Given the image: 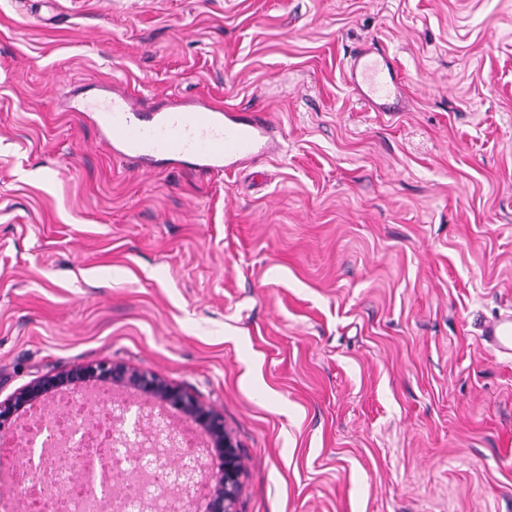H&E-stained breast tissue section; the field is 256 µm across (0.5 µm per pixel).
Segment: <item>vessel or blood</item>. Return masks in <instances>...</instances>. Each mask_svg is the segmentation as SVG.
<instances>
[{
    "instance_id": "b4317fda",
    "label": "vessel or blood",
    "mask_w": 512,
    "mask_h": 512,
    "mask_svg": "<svg viewBox=\"0 0 512 512\" xmlns=\"http://www.w3.org/2000/svg\"><path fill=\"white\" fill-rule=\"evenodd\" d=\"M345 76L372 111L398 112L404 107V76L386 49L357 47L345 60ZM94 110L123 156L186 164L200 176L256 164L278 149L266 112L204 105L145 111L119 94L95 104ZM480 339L492 351L512 354V313L486 322Z\"/></svg>"
}]
</instances>
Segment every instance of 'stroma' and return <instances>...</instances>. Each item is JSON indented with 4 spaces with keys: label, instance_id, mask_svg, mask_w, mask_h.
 Segmentation results:
<instances>
[{
    "label": "stroma",
    "instance_id": "35a3bbf8",
    "mask_svg": "<svg viewBox=\"0 0 512 512\" xmlns=\"http://www.w3.org/2000/svg\"><path fill=\"white\" fill-rule=\"evenodd\" d=\"M115 90L283 150L147 171L71 108ZM511 310L512 0H0V401L119 363L223 416L236 512H512ZM350 88L373 112H400L405 80L395 58L376 44L357 47L345 60ZM480 339L492 351L512 354V313L487 321L482 326Z\"/></svg>",
    "mask_w": 512,
    "mask_h": 512
}]
</instances>
